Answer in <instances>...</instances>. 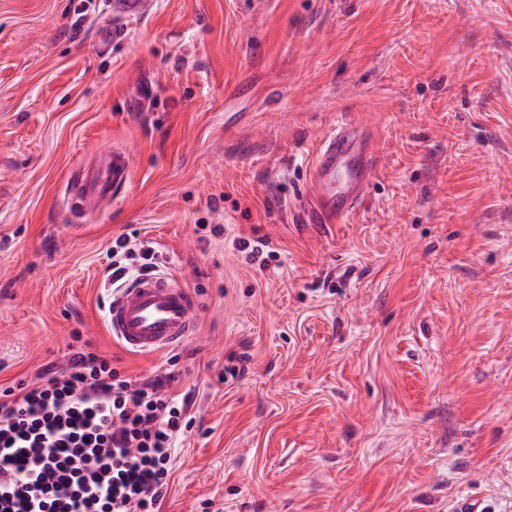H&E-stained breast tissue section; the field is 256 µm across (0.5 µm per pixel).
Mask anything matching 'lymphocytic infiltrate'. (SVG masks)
<instances>
[{
    "instance_id": "obj_1",
    "label": "lymphocytic infiltrate",
    "mask_w": 512,
    "mask_h": 512,
    "mask_svg": "<svg viewBox=\"0 0 512 512\" xmlns=\"http://www.w3.org/2000/svg\"><path fill=\"white\" fill-rule=\"evenodd\" d=\"M113 287L158 271L152 248L120 236ZM171 374L133 379L88 345L65 366L0 386V512H160L188 398Z\"/></svg>"
}]
</instances>
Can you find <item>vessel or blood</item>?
Listing matches in <instances>:
<instances>
[{
	"label": "vessel or blood",
	"instance_id": "b4317fda",
	"mask_svg": "<svg viewBox=\"0 0 512 512\" xmlns=\"http://www.w3.org/2000/svg\"><path fill=\"white\" fill-rule=\"evenodd\" d=\"M151 0H111L112 26L97 33L100 51L126 38L124 20L145 17ZM374 143L368 130L342 120L322 143L311 173L316 223L329 224L349 216L372 188ZM131 157L115 149L75 170L66 200L73 218H82L101 202L121 193L129 182ZM202 304L198 293L176 278L147 275L109 294L107 323L113 339L131 352L175 349L194 334Z\"/></svg>",
	"mask_w": 512,
	"mask_h": 512
}]
</instances>
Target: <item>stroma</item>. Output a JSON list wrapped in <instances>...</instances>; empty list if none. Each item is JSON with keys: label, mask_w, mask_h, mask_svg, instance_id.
Segmentation results:
<instances>
[{"label": "stroma", "mask_w": 512, "mask_h": 512, "mask_svg": "<svg viewBox=\"0 0 512 512\" xmlns=\"http://www.w3.org/2000/svg\"><path fill=\"white\" fill-rule=\"evenodd\" d=\"M108 2L0 0V384L76 335L172 372L195 423L160 512H512V0H153L102 56ZM345 117L374 184L312 224ZM115 146L126 189L70 222ZM128 234L202 295L175 352L108 331ZM130 171V154L120 149L103 153L94 163L75 170L66 189L71 216L80 219L119 195L129 182Z\"/></svg>", "instance_id": "obj_1"}]
</instances>
